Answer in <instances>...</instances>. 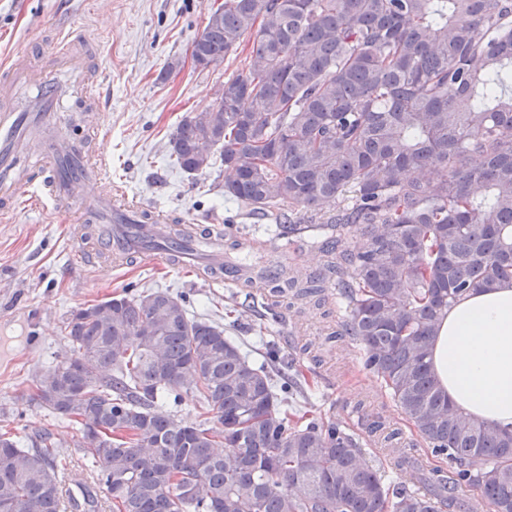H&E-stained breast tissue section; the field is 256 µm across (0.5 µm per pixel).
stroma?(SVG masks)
<instances>
[{"label":"stroma","instance_id":"stroma-1","mask_svg":"<svg viewBox=\"0 0 512 512\" xmlns=\"http://www.w3.org/2000/svg\"><path fill=\"white\" fill-rule=\"evenodd\" d=\"M215 0H0V59L27 54L43 69L55 66L57 31L77 29L89 80L107 75L96 120L93 151L108 160L113 182L129 197L158 213L194 225H232L238 240L261 246L264 262L298 257L314 270L325 255L310 243L278 236L273 223L246 215L225 199L218 173L191 178L168 158V139L187 115L213 105V90L235 74L233 56L206 70L196 69L190 43L207 24ZM66 223L50 208H26L0 222V425L23 440L49 432L65 457L66 485L88 486L91 477L76 446V426L57 417L32 397L33 380L64 351V322L71 310L121 292L162 288L185 295L190 313L223 324L254 362L275 344L290 362L278 382L293 386L289 405L306 419L343 422L352 406L395 422L415 455L429 457L410 424L398 415L380 383L363 371L359 346L344 340L330 346L325 337L342 314L326 307L287 302L271 304L249 289L223 285L171 267L155 255L121 267L104 264L72 272ZM345 422V421H344Z\"/></svg>","mask_w":512,"mask_h":512}]
</instances>
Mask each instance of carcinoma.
<instances>
[{"label":"carcinoma","mask_w":512,"mask_h":512,"mask_svg":"<svg viewBox=\"0 0 512 512\" xmlns=\"http://www.w3.org/2000/svg\"><path fill=\"white\" fill-rule=\"evenodd\" d=\"M252 40L214 106L184 117L169 157L224 168V196L313 232L327 256L274 292L345 306L340 336L436 457L406 453L387 484L333 421L299 426L273 367L257 365L187 300L127 286L72 311L67 348L36 397L80 427L110 512H512V430L448 400L429 363L441 314L512 282V0H224L191 44L207 69ZM326 203L336 208L324 211ZM359 227L362 246L339 245ZM195 394L205 419L166 405ZM51 437L0 432V512H63Z\"/></svg>","instance_id":"cac0c4a2"}]
</instances>
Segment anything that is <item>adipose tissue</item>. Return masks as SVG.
Listing matches in <instances>:
<instances>
[{
    "label": "adipose tissue",
    "instance_id": "1",
    "mask_svg": "<svg viewBox=\"0 0 512 512\" xmlns=\"http://www.w3.org/2000/svg\"><path fill=\"white\" fill-rule=\"evenodd\" d=\"M431 365L456 408L512 428V287L487 288L449 308L432 342Z\"/></svg>",
    "mask_w": 512,
    "mask_h": 512
}]
</instances>
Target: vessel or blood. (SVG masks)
<instances>
[{
	"label": "vessel or blood",
	"mask_w": 512,
	"mask_h": 512,
	"mask_svg": "<svg viewBox=\"0 0 512 512\" xmlns=\"http://www.w3.org/2000/svg\"><path fill=\"white\" fill-rule=\"evenodd\" d=\"M56 64L67 73L65 81L49 79L24 54L0 64V203L13 209L26 195L19 182L22 171L42 177L43 195L62 218L101 224L105 233L73 235L70 244L75 270L87 271L97 260L121 265L139 255L142 238L168 237L162 217L143 204L130 200L112 184L103 157L91 156L79 138L69 132L59 108L65 97L93 99L90 85L75 50L82 38L78 31L60 33ZM34 89V96L22 100L20 87ZM92 185L91 194L76 197L75 183ZM165 261L192 269L209 271L213 278L232 284L235 272L224 269V237L210 231L198 232L185 248L168 249Z\"/></svg>",
	"instance_id": "vessel-or-blood-1"
}]
</instances>
